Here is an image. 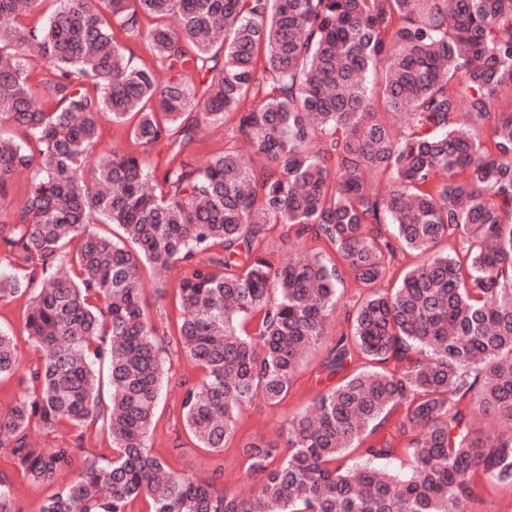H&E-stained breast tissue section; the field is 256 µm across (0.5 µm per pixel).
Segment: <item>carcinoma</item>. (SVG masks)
Returning <instances> with one entry per match:
<instances>
[{
	"label": "carcinoma",
	"mask_w": 512,
	"mask_h": 512,
	"mask_svg": "<svg viewBox=\"0 0 512 512\" xmlns=\"http://www.w3.org/2000/svg\"><path fill=\"white\" fill-rule=\"evenodd\" d=\"M44 2L0 0V125L22 134L0 136V195L32 172L0 220V302L29 296L23 329L41 352L0 410V452L53 489L40 512L139 498L151 512H465L477 480L512 487V109L498 111L512 0H52L24 23ZM145 17L164 84L118 42ZM230 112L251 162L235 146L182 158ZM105 116L133 120L131 150L95 153ZM162 143L166 166L148 168L140 153ZM270 224L334 256L276 263ZM445 238L462 253L436 252ZM404 249L424 260L386 289ZM146 266L183 270L174 339L150 315ZM347 274L366 296L325 376L368 366L319 391L283 443L240 441L251 495L173 474L148 446L163 388L194 445L224 452L255 398L288 397ZM173 348L202 377L172 374ZM20 366L1 330L0 380ZM467 399L500 430L474 432ZM36 430L66 435L42 448ZM91 430L115 451L104 464ZM406 436L407 473L369 466ZM360 446L366 464L336 465ZM10 483L0 471V512H15ZM31 179L30 172H23L16 175L8 185L7 192L0 196V213L9 214L21 207L25 201L27 186Z\"/></svg>",
	"instance_id": "obj_1"
}]
</instances>
